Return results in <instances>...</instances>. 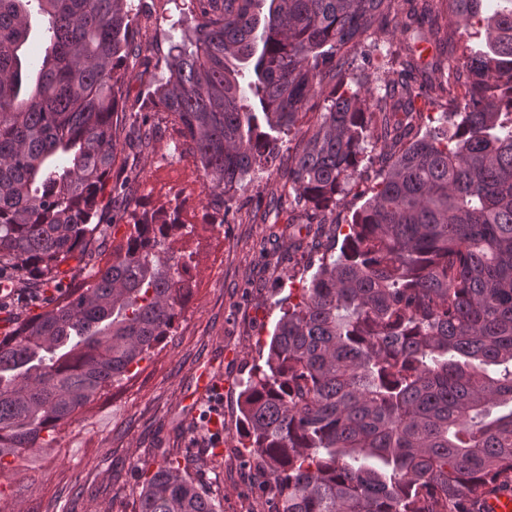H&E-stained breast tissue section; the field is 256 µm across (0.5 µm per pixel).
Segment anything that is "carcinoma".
<instances>
[{"label":"carcinoma","mask_w":512,"mask_h":512,"mask_svg":"<svg viewBox=\"0 0 512 512\" xmlns=\"http://www.w3.org/2000/svg\"><path fill=\"white\" fill-rule=\"evenodd\" d=\"M259 2L181 0L185 37L150 85L202 193L227 205L292 142L288 224H325L367 175V144L383 148L339 255L299 288L241 391L268 512H482L490 488L512 489V0ZM391 25L399 78L381 93L353 58ZM139 36L130 0H0V269L60 290L0 338V477L173 335L195 289L175 247L187 224L161 211L91 280H56L85 258L104 198L140 175L133 162L112 176L119 71ZM426 83L444 112L424 132ZM153 139L140 107L125 145ZM137 512L219 510L170 458Z\"/></svg>","instance_id":"carcinoma-1"}]
</instances>
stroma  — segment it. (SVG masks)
<instances>
[{
  "mask_svg": "<svg viewBox=\"0 0 512 512\" xmlns=\"http://www.w3.org/2000/svg\"><path fill=\"white\" fill-rule=\"evenodd\" d=\"M143 41L139 60L120 70L126 95L116 109L123 119L145 99L181 30L171 29L173 0H135ZM395 39L364 40L356 56L370 86L383 87L397 72L389 57ZM160 134L142 155L145 170L131 188L127 212L100 225L90 241L92 255L125 238L133 216L143 211H180L191 232L182 239L197 287L173 336L131 369L119 384L105 388L76 422L67 426L54 450L15 461L6 485L8 506L18 512H134L143 471H156L167 456L199 480L223 512H267L255 469L242 468L239 393L261 365L269 333L287 309L296 284L310 280L319 259L362 200L348 194L332 224L301 230L303 246L288 249L287 213L278 211L279 174L288 166L280 153L273 166L252 173L230 210L210 205L202 192L189 144L165 112H152ZM223 378L215 397L187 403L202 371ZM217 403L224 423L220 465L210 464L203 413Z\"/></svg>",
  "mask_w": 512,
  "mask_h": 512,
  "instance_id": "35a3bbf8",
  "label": "stroma"
}]
</instances>
